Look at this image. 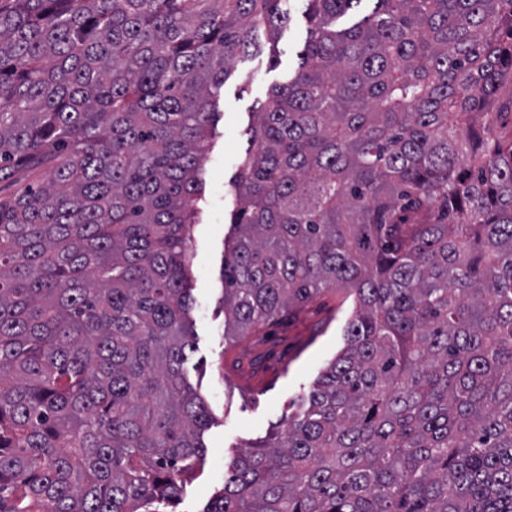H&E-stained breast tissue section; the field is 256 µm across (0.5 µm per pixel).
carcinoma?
<instances>
[{"label":"carcinoma","mask_w":512,"mask_h":512,"mask_svg":"<svg viewBox=\"0 0 512 512\" xmlns=\"http://www.w3.org/2000/svg\"><path fill=\"white\" fill-rule=\"evenodd\" d=\"M290 0H0V512H165L216 93ZM307 0L230 184L224 337L318 294L345 345L206 512H512V0ZM46 177L44 171H19L12 177L0 180V199L11 198L23 190L27 184L41 182Z\"/></svg>","instance_id":"1"}]
</instances>
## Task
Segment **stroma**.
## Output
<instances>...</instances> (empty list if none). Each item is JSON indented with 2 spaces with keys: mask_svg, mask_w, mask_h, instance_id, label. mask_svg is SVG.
I'll list each match as a JSON object with an SVG mask.
<instances>
[{
  "mask_svg": "<svg viewBox=\"0 0 512 512\" xmlns=\"http://www.w3.org/2000/svg\"><path fill=\"white\" fill-rule=\"evenodd\" d=\"M305 9V0H294L291 20L279 37L278 67H269L264 53L238 58L220 90L202 173L204 196L191 243L195 336L185 365L187 378L206 400L213 421L203 435L204 455L182 486L175 512H204L223 488L233 459L267 439L286 419L293 399L309 390L342 348L353 309L345 292H324L251 335L224 336L221 268L236 205L230 182L248 146L245 132L254 112L271 88L286 82L298 67L306 39Z\"/></svg>",
  "mask_w": 512,
  "mask_h": 512,
  "instance_id": "obj_1",
  "label": "stroma"
}]
</instances>
